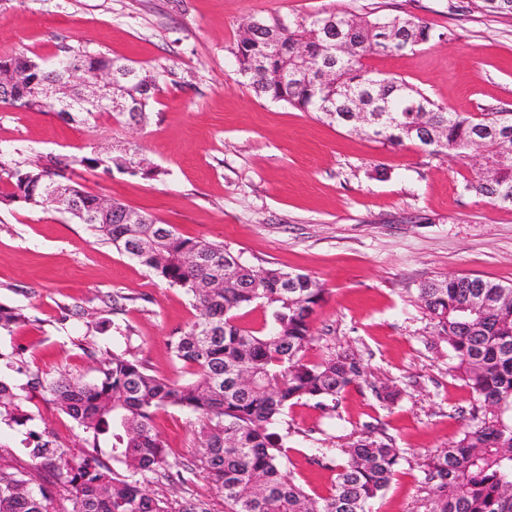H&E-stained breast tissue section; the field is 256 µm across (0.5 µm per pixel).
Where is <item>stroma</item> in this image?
<instances>
[{
	"instance_id": "stroma-1",
	"label": "stroma",
	"mask_w": 512,
	"mask_h": 512,
	"mask_svg": "<svg viewBox=\"0 0 512 512\" xmlns=\"http://www.w3.org/2000/svg\"><path fill=\"white\" fill-rule=\"evenodd\" d=\"M333 9L410 15L433 41L367 66L406 81L460 114L512 110V15L482 0H0V56L52 60L60 46L122 56L157 75L160 91L146 122L93 128L57 113L0 107V160L82 157L136 144L160 170L147 179L80 165L73 177L94 195L120 200L179 234L224 243L256 269L309 275L325 290L312 319L306 359L357 355L365 376L336 410L299 401L277 433L296 481L328 496L344 448L360 439L399 449L402 459L377 512H425L426 455L457 441L472 424L476 395L453 370L419 290L448 275L512 285V206L467 191L469 161L412 142L387 146L312 112L257 96L234 51L254 19L292 20ZM0 303L27 322L0 332V356L25 370L0 373L13 386L26 370L47 377H96L115 351L150 373L179 378L169 337L195 319L189 297L145 266L97 240L55 206L0 202ZM400 389L392 403L374 389ZM28 426L0 423V446L24 454L29 431L49 432L68 456L86 435L51 403L34 399ZM154 428L171 463L196 452V420L159 410ZM152 493L179 505L204 500L224 512L202 475L181 486L151 476Z\"/></svg>"
}]
</instances>
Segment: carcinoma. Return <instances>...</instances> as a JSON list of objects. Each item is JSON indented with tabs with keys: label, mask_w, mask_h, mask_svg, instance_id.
Instances as JSON below:
<instances>
[{
	"label": "carcinoma",
	"mask_w": 512,
	"mask_h": 512,
	"mask_svg": "<svg viewBox=\"0 0 512 512\" xmlns=\"http://www.w3.org/2000/svg\"><path fill=\"white\" fill-rule=\"evenodd\" d=\"M435 32L409 17L361 16L348 10L301 17L287 23L256 20L238 36L235 56L259 96L285 102L351 130H359V111L388 110L391 120L370 133L383 144L405 140L455 158L479 154L484 165L465 189L512 205V158L501 147L512 144V111L461 115L433 102L423 92L394 77L368 69L364 60L379 52L397 53L429 43ZM60 60L89 67L108 65L112 77L136 94L129 112L110 115L118 124L145 120L159 86L154 76L124 57L76 52L62 47ZM61 71L41 69L15 98L14 107L55 111L40 85ZM105 112L82 107L62 112L66 121L89 125ZM137 147L120 155L91 147L80 158L89 169L117 170L154 177ZM72 161L58 155L39 158L24 169L0 160L5 174L0 198L42 205L37 184L46 179L66 186L82 201L97 196L71 177ZM129 211L113 199L110 210L89 224L99 240L149 268L168 285L181 289L197 314L184 330L170 336L175 365L189 379L179 382L151 374L127 352L101 361L98 376L84 382L64 375L48 380L38 372L15 389L0 380V421L24 426L33 420L26 404L40 395L69 416L86 434L87 449L77 459L65 457L51 436L37 437L26 457L0 446V512H175L169 500L144 486L150 473L171 467L153 426L157 411L174 407L195 416V461L169 477L185 484L198 469L224 499V512H373L400 465V452L388 444L360 440L346 449L331 493L314 499L288 472L281 439L272 428L296 401L313 400L336 410L341 394L363 378L354 355L339 354L310 363L305 353L314 340L311 319L324 289L305 274L294 287L279 288L285 272L268 269L265 282L251 286L241 263L224 287L210 292L200 283L224 271L222 243L179 235L157 217L137 212L141 224H123ZM151 241L135 251L131 240ZM195 254L198 265L186 262ZM479 292L497 304L475 327L461 323L458 309ZM420 298L435 320L437 335L448 344V357L466 384L481 398L482 414L452 445L428 455L423 463L429 487L428 512H512V285L482 277L437 278L420 288ZM256 304L269 312L261 330L238 324L237 311ZM22 309L0 303V331L25 323ZM498 407V411L490 407ZM112 463L102 457L101 443Z\"/></svg>",
	"instance_id": "carcinoma-1"
}]
</instances>
